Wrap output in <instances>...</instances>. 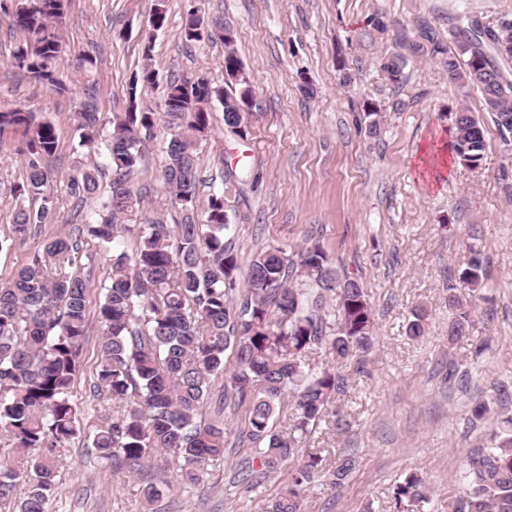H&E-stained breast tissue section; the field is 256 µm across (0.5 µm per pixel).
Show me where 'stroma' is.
<instances>
[{"label": "stroma", "mask_w": 512, "mask_h": 512, "mask_svg": "<svg viewBox=\"0 0 512 512\" xmlns=\"http://www.w3.org/2000/svg\"><path fill=\"white\" fill-rule=\"evenodd\" d=\"M154 0H71L61 26L64 54L54 62L65 94L35 83L12 53L21 38L14 5L0 8V111L24 109L56 128L49 184L59 222H73L76 202L64 176L99 163L80 147L73 113L86 80L77 64L95 58L94 104L103 116L124 112L133 72L151 62L158 81L144 100L162 111L166 83L185 72L224 75V46L202 40L185 49L186 12L234 32L235 48L253 94L246 139L224 133L223 109L213 105L212 136L197 145L201 195L220 189L225 169L240 182L229 192L230 223L243 257L270 245L296 249L319 243L332 266L356 276L372 306L374 343L364 372L339 367L345 380L336 405L338 426L317 428L314 448L333 458L352 455L356 468L339 488L316 485L303 512H389L392 491L409 473L426 477L427 512H454L463 454L485 442L491 425L472 411L512 388V145L505 144L478 92L461 95L436 59L414 57L408 44L421 23L447 36L449 17L464 13L492 25L512 15V0H167V21L151 30ZM401 54L397 77L381 64ZM310 84L312 94L302 91ZM466 106L484 126L486 150L478 167L451 149L453 116ZM384 115L379 137H368L364 112ZM20 134L0 138V238L13 222L8 187L17 182ZM165 133L142 146L132 181L145 195L129 224L182 214L159 180ZM482 252L487 277L474 299L466 335L448 339L450 287L470 247ZM428 312L425 333L410 338L415 308ZM100 327L90 321L73 399L85 412L77 435L57 449V490L46 512H268L284 477L257 488L239 480L253 450L238 435L244 410L225 409L224 461L192 491L163 487L154 504L143 500L142 476L113 470L88 436L120 415L121 404L95 396Z\"/></svg>", "instance_id": "35a3bbf8"}]
</instances>
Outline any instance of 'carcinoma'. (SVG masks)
Here are the masks:
<instances>
[{
    "mask_svg": "<svg viewBox=\"0 0 512 512\" xmlns=\"http://www.w3.org/2000/svg\"><path fill=\"white\" fill-rule=\"evenodd\" d=\"M68 0H20L15 28L24 41L14 59L36 83L62 94L67 86L52 66L64 49L60 25ZM448 40L428 24L409 44L417 56L440 59L448 81L473 88L483 97L505 144L512 143V86L470 76L504 66L492 49L490 33L471 27L465 14L449 19ZM221 22L200 9L188 10L183 41L202 40L199 32ZM149 63L133 75L125 112L111 118L97 112L87 83L88 101L74 112L80 144L103 159L94 169L68 175V189L91 214L45 240L7 282L0 283V431L13 440L18 460L0 463V510L45 512L57 487L55 449L77 434L81 409L72 398L87 336V291L97 256L109 257L98 323L102 329L93 390L125 405L120 416L95 430L92 447L115 468L139 472L167 454L178 483L186 488L204 481L208 466L224 459L225 429L198 420L213 383L224 379V397L247 414L242 442L256 445L260 470L251 486L294 466L275 496L271 512H302L305 493L321 478L341 486L353 469L344 458L323 468L319 452L307 448L319 425L336 412L332 402L343 379L308 357L322 350L341 364L362 369L375 330L371 306L358 279L330 267L325 251L312 244L298 255L270 245L245 261L235 244L237 227L228 223L224 191L200 204L196 147L212 131L214 103L224 110V125L243 139L251 113L228 111L231 103L252 98L246 77L224 88L209 77L169 80L163 111L141 102L156 83ZM452 150L477 167L486 148L478 117L461 106L454 113ZM167 131L161 178L182 213L176 231L160 220L121 224L143 199L131 184L141 164L143 139L157 127ZM22 133L21 180L10 186L16 202L12 237L40 236L56 219L54 197L46 193L47 162L55 155L57 135L48 121L35 123L22 109L0 112V136ZM120 181L121 193L100 194L102 171ZM136 239L128 252L120 237ZM86 257L88 265L77 264ZM486 277L481 250L469 246L459 287L448 293V340L465 335L472 299ZM336 294L337 314L329 320L328 296ZM427 313L412 312L409 336L424 335ZM293 394L287 427L276 432L272 419L286 394ZM24 487L22 498L14 496ZM428 501L426 480L408 474L393 490V512H418ZM455 512H512V415L502 412L489 446L473 448L464 462L463 484Z\"/></svg>",
    "mask_w": 512,
    "mask_h": 512,
    "instance_id": "obj_1",
    "label": "carcinoma"
}]
</instances>
